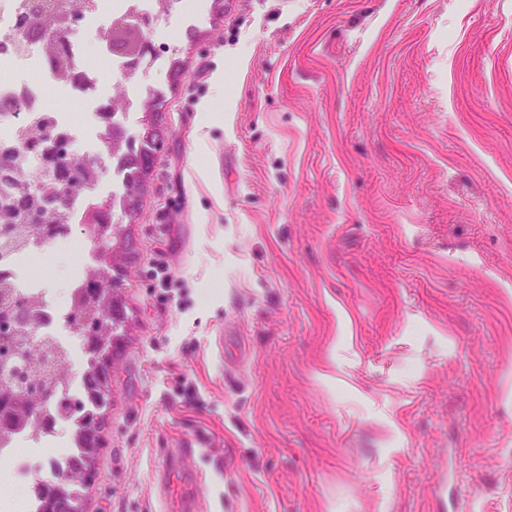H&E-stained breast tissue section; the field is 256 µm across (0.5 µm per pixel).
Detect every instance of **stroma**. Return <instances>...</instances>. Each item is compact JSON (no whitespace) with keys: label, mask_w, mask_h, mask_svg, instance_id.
<instances>
[{"label":"stroma","mask_w":512,"mask_h":512,"mask_svg":"<svg viewBox=\"0 0 512 512\" xmlns=\"http://www.w3.org/2000/svg\"><path fill=\"white\" fill-rule=\"evenodd\" d=\"M167 29L86 512H180L156 472L193 436V512H512V0Z\"/></svg>","instance_id":"stroma-1"}]
</instances>
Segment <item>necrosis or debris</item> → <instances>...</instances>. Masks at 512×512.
<instances>
[{"mask_svg": "<svg viewBox=\"0 0 512 512\" xmlns=\"http://www.w3.org/2000/svg\"><path fill=\"white\" fill-rule=\"evenodd\" d=\"M34 2L0 0V70L15 74L13 80L0 82V296L23 299L26 316L15 322V329L33 332L53 357L54 367L65 373L38 418L0 434V463L9 469L18 491L17 496L0 498V512H38L35 476L67 473L78 453L74 446L57 450L53 444L61 432L73 429L77 407L85 401L83 340L69 327L96 258L85 218L104 196L121 207L124 159L112 156L109 189L95 185L73 192L61 220L39 219L36 235L16 241L4 228L10 212L27 213L30 193L46 195L64 187L61 158L81 160L97 171L104 128L112 123L131 129L139 92L130 83L127 57L113 56L104 68L90 67L84 58L88 46L103 42L111 20H153L160 11L159 0H89L79 11L74 0H45L59 24L72 21L81 29L79 39L66 48L73 76L62 81L55 71L56 42L31 36L28 30ZM53 245L78 252L82 259L61 291L46 272L27 270L30 259Z\"/></svg>", "mask_w": 512, "mask_h": 512, "instance_id": "obj_1", "label": "necrosis or debris"}]
</instances>
